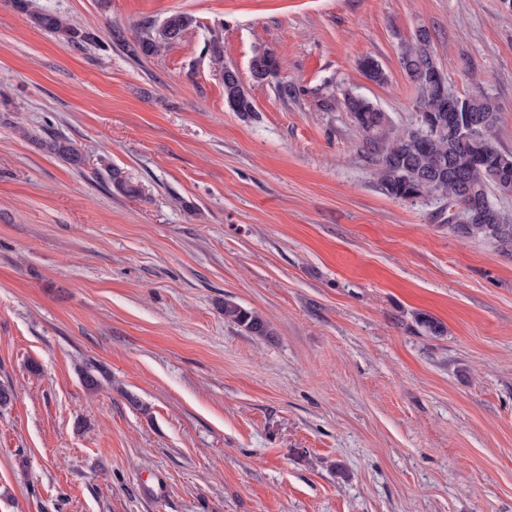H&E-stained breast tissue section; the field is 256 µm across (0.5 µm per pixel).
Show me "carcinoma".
<instances>
[{
    "mask_svg": "<svg viewBox=\"0 0 512 512\" xmlns=\"http://www.w3.org/2000/svg\"><path fill=\"white\" fill-rule=\"evenodd\" d=\"M30 17L39 28L68 43H89L96 39L93 32L75 27L52 12H30ZM191 23V17L174 13L154 35L148 33L130 42L123 30L114 28L111 40L131 58L139 60L181 40ZM400 64L418 90V112L406 128H395L388 115L367 99L354 96L345 99L362 147L373 160L379 187L394 199L412 203L431 197L445 206L449 198L458 197L455 204L465 205L469 220L466 224H448L450 230L461 238L490 241L501 252L511 254L512 217L498 208L490 195L512 196V151L481 137L465 143L459 139V131L477 120L483 121L489 130H495L499 121L496 103L489 97L455 94L450 90L442 94L439 79L444 74L423 29L404 47ZM361 67L371 81L385 82V72L375 59H364ZM279 71L280 61L272 51L255 52L251 60L255 79H274ZM224 96L227 102L236 103L233 111L244 114L254 111L238 72L227 66L224 67ZM48 146L74 165L85 162L78 148L68 140L56 137ZM104 169L116 192L130 197L140 194V186L122 169L110 164ZM223 313L224 320L255 336L269 333V325L261 316L234 302H224Z\"/></svg>",
    "mask_w": 512,
    "mask_h": 512,
    "instance_id": "1",
    "label": "carcinoma"
}]
</instances>
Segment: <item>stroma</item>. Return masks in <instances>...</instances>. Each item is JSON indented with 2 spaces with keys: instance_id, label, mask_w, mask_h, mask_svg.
Instances as JSON below:
<instances>
[{
  "instance_id": "35a3bbf8",
  "label": "stroma",
  "mask_w": 512,
  "mask_h": 512,
  "mask_svg": "<svg viewBox=\"0 0 512 512\" xmlns=\"http://www.w3.org/2000/svg\"><path fill=\"white\" fill-rule=\"evenodd\" d=\"M31 7L97 40L0 0V512H512V256L386 195L345 105L407 127L400 54L424 29L512 151L506 0ZM175 12L193 23L158 55L111 42ZM263 48L278 79L251 73ZM228 66L254 112L227 106ZM100 157L141 196L106 188ZM227 300L270 336L225 321ZM30 17L39 28L62 38L68 43H89L96 39V35L93 32L75 27L61 16L52 12L45 10L30 12Z\"/></svg>"
}]
</instances>
